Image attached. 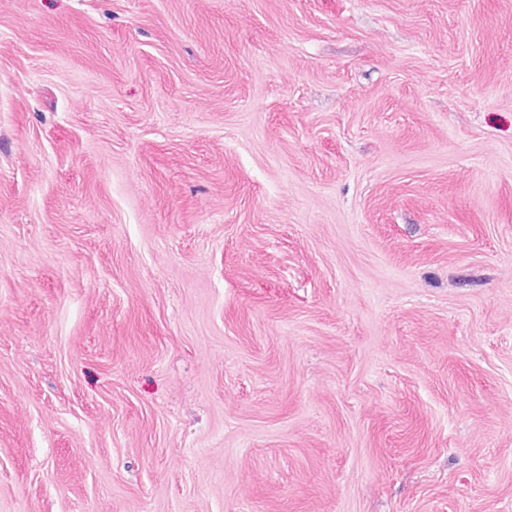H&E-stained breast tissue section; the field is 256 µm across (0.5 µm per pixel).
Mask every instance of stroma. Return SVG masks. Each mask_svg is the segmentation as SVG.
Returning a JSON list of instances; mask_svg holds the SVG:
<instances>
[{"mask_svg": "<svg viewBox=\"0 0 512 512\" xmlns=\"http://www.w3.org/2000/svg\"><path fill=\"white\" fill-rule=\"evenodd\" d=\"M0 512H512V0H0Z\"/></svg>", "mask_w": 512, "mask_h": 512, "instance_id": "stroma-1", "label": "stroma"}]
</instances>
